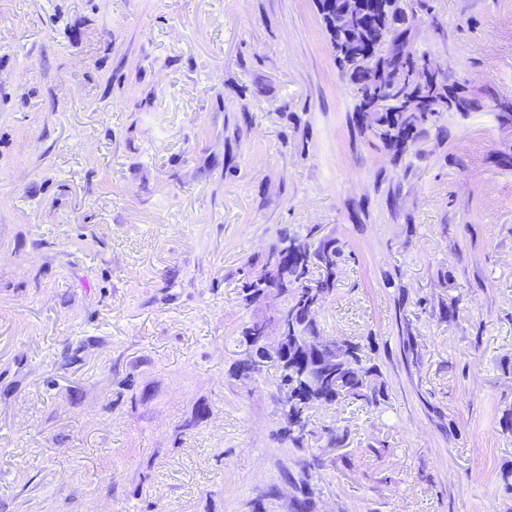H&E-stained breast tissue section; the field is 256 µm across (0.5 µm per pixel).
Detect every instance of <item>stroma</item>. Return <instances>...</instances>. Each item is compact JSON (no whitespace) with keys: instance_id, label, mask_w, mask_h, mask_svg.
Returning a JSON list of instances; mask_svg holds the SVG:
<instances>
[{"instance_id":"stroma-1","label":"stroma","mask_w":512,"mask_h":512,"mask_svg":"<svg viewBox=\"0 0 512 512\" xmlns=\"http://www.w3.org/2000/svg\"><path fill=\"white\" fill-rule=\"evenodd\" d=\"M412 8L512 95V0ZM355 102L317 0H0V512H512V130L399 158ZM283 231L334 240L317 322L383 390L299 448L230 374Z\"/></svg>"}]
</instances>
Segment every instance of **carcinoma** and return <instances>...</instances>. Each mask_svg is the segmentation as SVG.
<instances>
[{"label": "carcinoma", "mask_w": 512, "mask_h": 512, "mask_svg": "<svg viewBox=\"0 0 512 512\" xmlns=\"http://www.w3.org/2000/svg\"><path fill=\"white\" fill-rule=\"evenodd\" d=\"M318 7L330 35L336 63L344 70V60L350 55L352 47L348 36L341 34L332 24V19L336 18L338 0H318ZM360 13L368 26H385L389 38L384 45L374 44L375 68L349 71L359 98L356 111H363L366 99L371 96L376 81L375 71L389 74L400 72L404 75L405 83L398 91L403 100L401 110L379 112L376 118L377 134L394 148L396 155L405 153L406 145L415 142L418 128L431 121L442 105L446 106L447 111L460 114L479 112L488 106L501 118L512 117V96L501 94L491 85L484 86L477 94L467 84L451 79L446 72L440 77L434 75L421 80V72L427 70L431 59L428 52L411 49L407 13L398 8L386 13L384 0H363ZM273 255L281 257L285 269L281 277L270 278L265 273ZM242 275L241 297L245 304L253 302L256 292L266 290L291 305L292 328L303 324L305 329L317 334L319 327L310 313L319 300L329 297L333 292L336 249L325 242L314 249L310 243L284 232L265 254L253 257L246 263ZM255 324L257 321L252 320L241 329V342L251 348V355L236 364L237 377L254 372L252 360L261 356L259 342L249 339ZM343 344L348 357L336 364L335 378L326 379L317 389L310 388L306 380L312 361L309 354L290 346L280 360L274 363L280 373L278 387L288 389V397L281 400L285 434L296 447L302 446L305 439L313 434L306 413L312 400H320L328 406L342 399L363 400L370 405L377 403L379 390L372 384V377L377 375V370L373 366H365L359 344L349 340L343 341Z\"/></svg>", "instance_id": "obj_1"}]
</instances>
